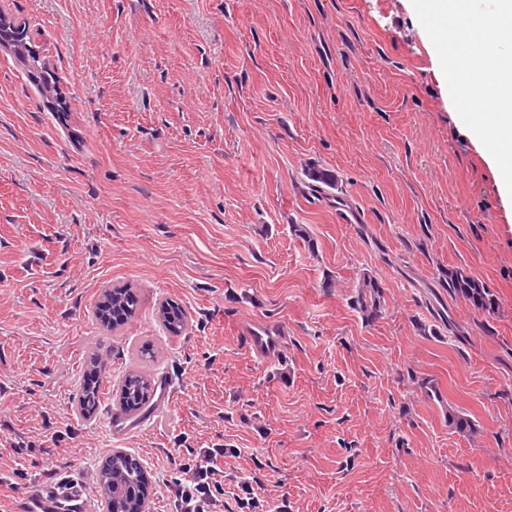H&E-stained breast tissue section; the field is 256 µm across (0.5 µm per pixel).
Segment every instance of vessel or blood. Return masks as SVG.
Listing matches in <instances>:
<instances>
[{"mask_svg":"<svg viewBox=\"0 0 512 512\" xmlns=\"http://www.w3.org/2000/svg\"><path fill=\"white\" fill-rule=\"evenodd\" d=\"M250 351L257 359L274 360L287 334L274 322L255 320L242 329ZM95 494L71 475L62 476L50 486L36 485L18 499L14 512H95Z\"/></svg>","mask_w":512,"mask_h":512,"instance_id":"obj_1","label":"vessel or blood"}]
</instances>
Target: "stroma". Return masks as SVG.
I'll return each mask as SVG.
<instances>
[{
	"instance_id": "1",
	"label": "stroma",
	"mask_w": 512,
	"mask_h": 512,
	"mask_svg": "<svg viewBox=\"0 0 512 512\" xmlns=\"http://www.w3.org/2000/svg\"><path fill=\"white\" fill-rule=\"evenodd\" d=\"M0 11L66 100L52 111L0 51V512L67 473L97 488L118 448L152 512L200 448L225 451L224 512H512V197L411 0ZM457 268L493 314L449 295ZM365 272L374 320L354 304ZM125 283L137 315L104 330L101 292ZM258 318L288 330L268 364L241 331ZM145 345L166 402L117 436L110 392ZM92 347L109 359L87 419L71 397ZM358 288L355 300L357 307L366 319L378 318L382 313L383 295L377 280L369 274L363 273ZM157 321L170 334L181 333L187 325L185 312L171 301L162 302L156 311Z\"/></svg>"
}]
</instances>
